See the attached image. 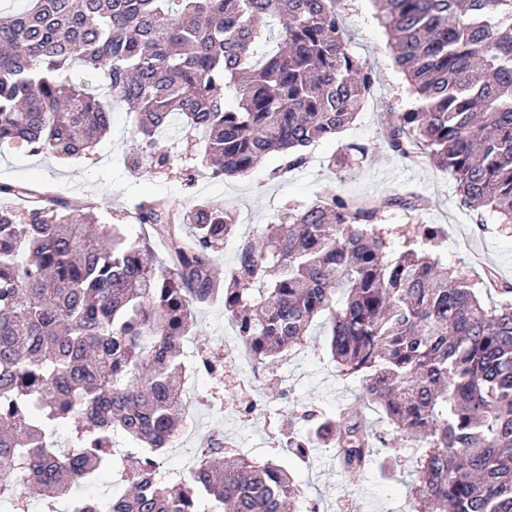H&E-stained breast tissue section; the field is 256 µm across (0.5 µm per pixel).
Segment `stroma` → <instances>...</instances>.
<instances>
[{
    "mask_svg": "<svg viewBox=\"0 0 512 512\" xmlns=\"http://www.w3.org/2000/svg\"><path fill=\"white\" fill-rule=\"evenodd\" d=\"M338 11L349 48L372 70L374 84L355 120L336 137L320 141L302 168L274 176L280 159L272 154L245 176L221 181L209 178L201 167L189 177L178 167L155 175L138 174L127 165L132 118L119 107L112 114L111 134L94 146L89 157L60 160L31 154L21 146L0 147V182L40 186L65 199L98 203L102 230L117 224L129 238L152 240L161 258L166 250L155 242L152 229L135 219L134 201L158 197L184 211L202 200L221 203L234 214L236 225L216 255L214 273L219 277L235 260L238 238L262 232L282 213L284 203H312L327 187L349 197L372 199L409 189L419 196V212L391 213L389 223L443 225L448 239L442 253L449 264L474 270L491 266L512 280V224L499 223L491 211L462 207L447 171L378 150L385 125L393 116L414 108L416 100L394 64L389 33L376 19L371 0H338ZM350 143L372 145L373 151L366 159L333 165V157ZM327 348L326 330L317 322L304 346L289 357L245 373L240 363L247 353L223 304L198 310L194 332L183 349L210 358L222 382L210 388L207 371L190 369L188 381L198 390L186 400L182 446L200 449L218 439L227 448L244 447L248 457L287 464L306 500L316 503L319 512H411L409 473L393 480L373 469L347 473L338 467L335 451L328 447L316 449L305 463L289 458L286 439L289 433L300 431V416L311 408L328 414L350 409L362 413L373 431L386 429L379 411L362 404L358 382L337 374ZM251 400L256 401V409L242 415ZM127 490L126 480L114 468L101 472L94 483L75 485L73 493L96 498L103 512H108L113 499Z\"/></svg>",
    "mask_w": 512,
    "mask_h": 512,
    "instance_id": "35a3bbf8",
    "label": "stroma"
}]
</instances>
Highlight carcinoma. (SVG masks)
<instances>
[{"label": "carcinoma", "instance_id": "1", "mask_svg": "<svg viewBox=\"0 0 512 512\" xmlns=\"http://www.w3.org/2000/svg\"><path fill=\"white\" fill-rule=\"evenodd\" d=\"M374 2L417 101L389 124L386 148L448 171L461 205L512 224V0ZM266 19L280 23L273 49L258 26ZM76 69L95 82H75ZM372 85L336 0H28L0 11V146L60 159L88 154L125 106L136 170L183 161L159 146L179 122L203 133L212 178L244 175L273 152L279 176L350 125ZM369 151L351 144L333 163ZM3 197L29 207L0 203V459L49 490L47 512L114 467L134 492L111 512L297 508L285 466L219 443L190 475L156 476L181 427L182 342L194 308L217 299L258 366L324 319L338 375L358 381L405 446L378 448L386 441L358 413L310 410L306 432L288 441L295 455L329 442L342 469L390 475L403 453L414 512H512V281L448 265L440 224L385 223L418 210L416 197L327 189L242 241L222 283L214 252L235 226L222 205L203 200L186 214L141 201L135 219L167 243L163 263L116 228L102 239L93 203L21 185H0ZM54 426L71 433L63 455L48 440ZM117 434L133 447L116 451ZM15 486L0 475V499L28 512Z\"/></svg>", "mask_w": 512, "mask_h": 512}]
</instances>
